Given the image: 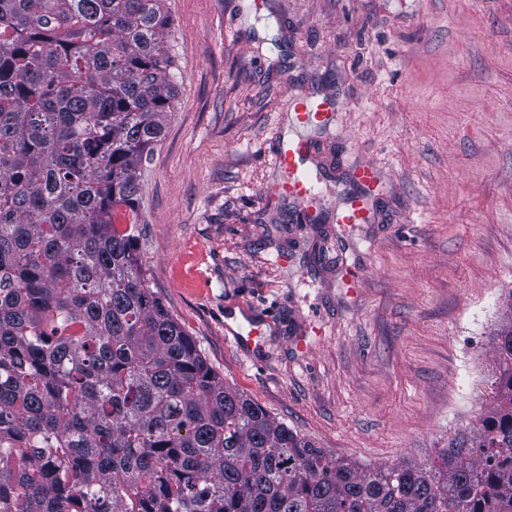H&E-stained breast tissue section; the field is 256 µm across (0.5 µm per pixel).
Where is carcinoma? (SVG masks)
<instances>
[{"label": "carcinoma", "instance_id": "1", "mask_svg": "<svg viewBox=\"0 0 512 512\" xmlns=\"http://www.w3.org/2000/svg\"><path fill=\"white\" fill-rule=\"evenodd\" d=\"M163 4L0 0V512H512V324L478 428L366 471L225 384L147 287L115 218L177 96Z\"/></svg>", "mask_w": 512, "mask_h": 512}]
</instances>
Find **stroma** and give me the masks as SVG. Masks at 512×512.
Here are the masks:
<instances>
[{"mask_svg": "<svg viewBox=\"0 0 512 512\" xmlns=\"http://www.w3.org/2000/svg\"><path fill=\"white\" fill-rule=\"evenodd\" d=\"M178 102L141 165L147 285L226 384L364 467L472 428L512 318V0H165ZM329 100L278 179L296 95ZM376 173L368 186L356 178ZM371 218L340 224L347 198ZM261 321L240 352L230 317ZM307 152V143L301 138L290 139L277 145L274 162L283 173V178L265 191L268 199L282 196L294 199H308L313 194L310 179L301 165ZM264 335L263 325L259 321L249 320L245 333L232 330L231 339L242 353H250L261 344Z\"/></svg>", "mask_w": 512, "mask_h": 512, "instance_id": "obj_1", "label": "stroma"}]
</instances>
